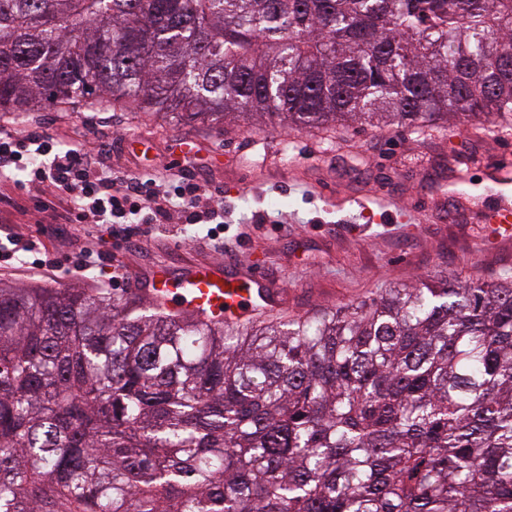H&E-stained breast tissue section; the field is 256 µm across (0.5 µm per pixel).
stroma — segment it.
<instances>
[{
    "mask_svg": "<svg viewBox=\"0 0 512 512\" xmlns=\"http://www.w3.org/2000/svg\"><path fill=\"white\" fill-rule=\"evenodd\" d=\"M49 137L78 129L90 145L108 141L120 163L142 173L165 165L191 171L203 186L198 205L224 201L223 253L195 240L141 253L112 249L110 266L82 273L77 247L61 244L73 226L27 225L59 266L56 275L33 276L0 264V281L77 286L120 298L133 290L132 275L159 265L264 261L279 288L269 317L310 313L414 283L438 271L491 281L512 273V238L484 224L481 207L498 192L495 169L512 155V128L478 117L436 128L404 125L311 128L228 125L223 135L155 119L135 108L75 112L61 107L25 113ZM124 278L113 287L110 276Z\"/></svg>",
    "mask_w": 512,
    "mask_h": 512,
    "instance_id": "stroma-1",
    "label": "stroma"
}]
</instances>
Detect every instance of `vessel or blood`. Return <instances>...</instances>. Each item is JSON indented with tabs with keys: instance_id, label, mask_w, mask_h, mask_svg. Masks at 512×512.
Returning <instances> with one entry per match:
<instances>
[{
	"instance_id": "obj_1",
	"label": "vessel or blood",
	"mask_w": 512,
	"mask_h": 512,
	"mask_svg": "<svg viewBox=\"0 0 512 512\" xmlns=\"http://www.w3.org/2000/svg\"><path fill=\"white\" fill-rule=\"evenodd\" d=\"M483 221L495 225L505 238L512 237V207L500 203L487 207ZM141 294L157 299L174 314L189 311L217 323H242L262 310L273 308L278 293L258 267L185 264L160 266L149 276L137 277Z\"/></svg>"
}]
</instances>
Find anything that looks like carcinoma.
I'll list each match as a JSON object with an SVG mask.
<instances>
[{
  "mask_svg": "<svg viewBox=\"0 0 512 512\" xmlns=\"http://www.w3.org/2000/svg\"><path fill=\"white\" fill-rule=\"evenodd\" d=\"M512 122V0H0V112ZM0 512H512V276L211 326L0 283Z\"/></svg>",
  "mask_w": 512,
  "mask_h": 512,
  "instance_id": "carcinoma-1",
  "label": "carcinoma"
}]
</instances>
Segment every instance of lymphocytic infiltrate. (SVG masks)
<instances>
[{"mask_svg": "<svg viewBox=\"0 0 512 512\" xmlns=\"http://www.w3.org/2000/svg\"><path fill=\"white\" fill-rule=\"evenodd\" d=\"M110 151L89 150L78 136L60 144L33 131L0 127V214L24 213L16 197L26 192L34 212L53 224H108L116 244L138 250L144 238L171 225L205 224L215 249H224V207L199 210V187L188 177L168 181L163 195L155 178L130 170L92 173Z\"/></svg>", "mask_w": 512, "mask_h": 512, "instance_id": "1", "label": "lymphocytic infiltrate"}]
</instances>
